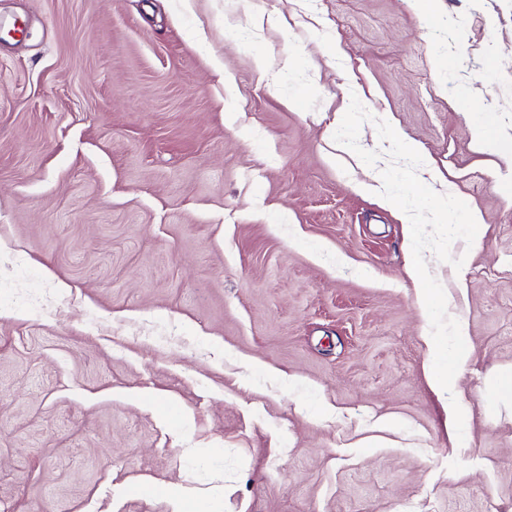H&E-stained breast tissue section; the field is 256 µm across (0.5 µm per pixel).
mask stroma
I'll use <instances>...</instances> for the list:
<instances>
[{
    "instance_id": "1",
    "label": "stroma",
    "mask_w": 512,
    "mask_h": 512,
    "mask_svg": "<svg viewBox=\"0 0 512 512\" xmlns=\"http://www.w3.org/2000/svg\"><path fill=\"white\" fill-rule=\"evenodd\" d=\"M378 119L480 218L448 393ZM1 504L512 512V0H0Z\"/></svg>"
}]
</instances>
